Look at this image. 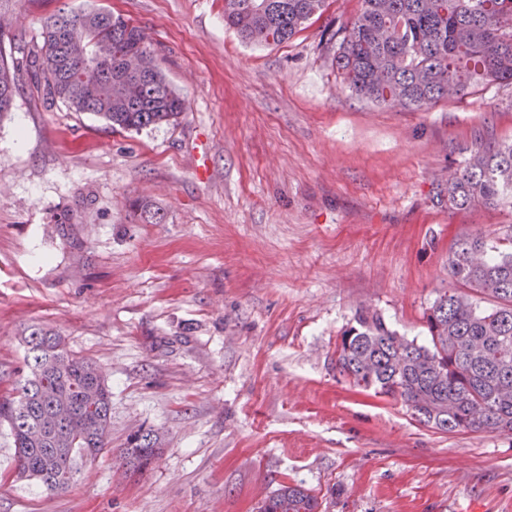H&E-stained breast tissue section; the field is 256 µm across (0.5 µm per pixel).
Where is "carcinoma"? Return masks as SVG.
Returning a JSON list of instances; mask_svg holds the SVG:
<instances>
[{"label": "carcinoma", "instance_id": "obj_1", "mask_svg": "<svg viewBox=\"0 0 512 512\" xmlns=\"http://www.w3.org/2000/svg\"><path fill=\"white\" fill-rule=\"evenodd\" d=\"M326 0H224V25L246 44L292 39ZM357 16L340 23L334 61L352 91L379 105L411 109L461 99L490 84L512 85V0H360ZM80 27V43L63 52L57 24ZM139 28L105 7L60 11L44 19L38 49L6 52L13 38L0 29V119L15 106L24 75L38 96L76 112H92L114 130L174 125L184 101L154 65L138 95L124 90L122 58L144 53ZM84 55L102 68L95 86L78 81ZM448 208L496 206L512 199V144H481L448 181ZM459 289L435 300L426 316L429 341L417 343L366 310L343 329L336 366L350 383L402 402L422 425L445 433L512 431V234L475 235L449 258ZM26 374L0 395V421L13 439L14 481H37L65 492L80 461L107 449L112 394L97 365L72 354L62 336L41 324L24 330ZM162 451L160 437L138 432L120 457L138 472ZM318 498L282 484L259 512H318Z\"/></svg>", "mask_w": 512, "mask_h": 512}]
</instances>
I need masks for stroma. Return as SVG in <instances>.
Returning a JSON list of instances; mask_svg holds the SVG:
<instances>
[{
  "instance_id": "stroma-1",
  "label": "stroma",
  "mask_w": 512,
  "mask_h": 512,
  "mask_svg": "<svg viewBox=\"0 0 512 512\" xmlns=\"http://www.w3.org/2000/svg\"><path fill=\"white\" fill-rule=\"evenodd\" d=\"M93 5L142 29L186 110L115 131L26 90L0 120V391L32 323L112 391L109 451L58 495L8 480L0 426V512H256L284 482L320 512H512V432H438L336 366L362 309L425 341L457 243L512 232V205L445 194L476 144L512 142V86L359 98L329 40L358 0L267 47L225 27L224 0H19L0 22L29 46ZM140 430L162 452L133 474L119 455Z\"/></svg>"
}]
</instances>
